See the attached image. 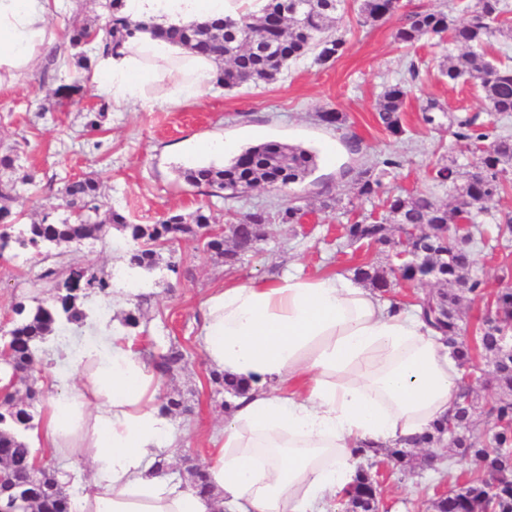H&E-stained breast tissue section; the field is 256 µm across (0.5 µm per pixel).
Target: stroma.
Returning <instances> with one entry per match:
<instances>
[{"mask_svg":"<svg viewBox=\"0 0 512 512\" xmlns=\"http://www.w3.org/2000/svg\"><path fill=\"white\" fill-rule=\"evenodd\" d=\"M398 25V18L392 17L359 26L355 5H348L340 23L346 49L332 64L319 66L306 57L290 64L274 83L231 91L213 84L204 95L178 107L159 104L150 91L127 111L108 112L95 131L86 128V113L107 102L103 91L84 85L77 105L59 103L56 95L57 87L79 71L71 54H62L53 79H44L38 63L14 86L0 89V154L17 156L14 168L0 169V181L15 182L26 174L36 177L35 185L25 191L21 223L40 220L56 204L54 190L82 175L97 177L103 202L122 211L130 223L144 226L158 223L168 213L187 214L200 207L211 213L220 230L255 209L274 214L295 202L307 212L299 224L271 221L258 251L233 264L198 238L180 236L159 249L156 269L144 276V293L129 300L128 310L140 312L139 325L125 330L135 349L147 357L174 349L185 357L184 369L164 385L179 393L187 407L186 412L169 416L184 442L174 466L204 467L212 450L211 435L224 423L227 394L212 381L213 369L199 344L200 307L211 290L229 278L247 280L297 270L349 278L360 263L388 265L382 248L346 245L341 226L347 217L323 208L325 196L347 197L350 172L381 168L391 158L397 166L386 180L388 188L427 193L448 204L451 193L430 178L433 164L440 159L474 161L471 146L456 141L447 126L425 124L420 107L434 99L449 116H472L484 109L480 92L442 75L447 46L427 40L403 46L394 38ZM413 63L419 69L415 78L408 72ZM401 80L409 94L404 107L407 134L399 141L377 124L375 112L385 86ZM328 109L346 115L343 129L319 121L318 112ZM214 138L239 148L271 140L299 145L316 153L317 166L304 183L282 191L258 187L238 198L211 196L188 185L182 173L200 164L224 165L223 156L202 149ZM129 247V241L116 233L64 253L55 263L101 268L116 282L128 268ZM472 252L488 293L512 285V239L500 241L491 233ZM172 262L178 264L179 274L168 271ZM40 271L31 249L0 258V322L11 320L15 303L32 295L31 282ZM438 454L433 469L389 466L382 485L386 512H433L432 502L448 485L449 474L467 475L475 469L472 461L460 457L446 464L447 449Z\"/></svg>","mask_w":512,"mask_h":512,"instance_id":"stroma-1","label":"stroma"}]
</instances>
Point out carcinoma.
Masks as SVG:
<instances>
[{"instance_id":"cac0c4a2","label":"carcinoma","mask_w":512,"mask_h":512,"mask_svg":"<svg viewBox=\"0 0 512 512\" xmlns=\"http://www.w3.org/2000/svg\"><path fill=\"white\" fill-rule=\"evenodd\" d=\"M346 0H267L261 13L226 16L211 22L186 27L160 29V33L181 44L192 53L221 59L217 83L231 90L249 84H270L277 81L290 63L309 54L314 63L325 66L340 57L346 46L344 35L333 32L342 20ZM357 23L373 25L400 9L399 0H356ZM122 0H107V16L102 27L104 51L116 50L135 37L143 23L131 21L122 12ZM461 11L467 15L462 25L455 24L443 10L417 7L409 11L395 33V40L405 46H414L422 38L448 41V63L442 74L448 81L472 79L477 84L487 112L504 115L512 113V65L499 59H490L483 47L499 39L512 40V20L504 0H462ZM95 28L75 23L68 30L69 49L81 68L91 69V57L84 51ZM408 88L402 82L388 86L377 104V120L392 137L406 135L402 121L403 106ZM447 116L444 107L428 100L422 107V118L435 124ZM476 118L455 117L448 129L458 139L482 142L488 134L475 128ZM480 172L462 170L457 161L437 163L432 167L431 179L447 186L457 198L453 208L440 204L432 195L402 193L383 189V179L397 161H383L378 172L364 169L352 178V196L348 205L378 201L381 214L359 213L354 220L342 225L341 237L349 244L379 241L392 249L399 244L409 252L418 251L427 260V266L407 265L395 269L363 264L355 268V276L372 288L386 293L389 276L404 281L431 285L424 297L417 300L425 319L446 337L453 356L463 367L481 354L492 365L491 383L498 393L488 439L475 436L478 424L475 418V398L471 386L460 393L461 402L456 419L460 426L456 434H447L448 423L434 426V433L421 437L419 447L448 441V448L462 458H471L479 466V474L464 480L455 479L448 496L439 499L435 512H512V353L501 348L500 332L512 322V289L503 288L490 297L497 321L482 323L478 343L469 344L463 335L459 308L471 297H484L483 280L474 273L471 258L473 236L450 240L444 228L459 219L472 224L474 232L481 233L485 223L483 203L508 193L512 189V136H501L491 142L488 150L476 159ZM316 166V155L299 146L279 141H267L244 148L222 167L199 165L183 173L184 180L197 188L204 187L214 195L236 198L260 185L286 188L304 182ZM21 194L16 184L0 185V218H5L0 241L19 249L32 248L47 260L55 256L60 244L78 247L86 240L112 236V231L130 239L129 264L146 273L156 266L155 246L173 240L179 233H199L210 224L211 215L203 208L190 214L170 213L158 223L143 227L129 223L118 210L104 208L100 182L84 175L65 182L58 192L62 211L55 220L43 218L26 226L18 237H13L11 223L18 218L13 204ZM271 220L270 213L257 210L233 225L234 237L243 243L258 239L259 225ZM38 279L51 289V296L32 297L33 305L19 302L14 308L9 336L4 342L7 357L3 360V374L14 381L19 375L33 376L44 366L36 359L43 336L62 330H78L86 325L89 313L86 304L93 298L108 299L111 283L108 277L93 266H70L57 271L48 268ZM184 355L171 351L154 361L162 377H175L184 368ZM40 391L26 386L27 406L6 396L0 406V496L8 506L15 507L12 489L19 477L26 474L36 462L27 441L26 432L34 428V414L29 409L39 401ZM161 409L169 414L184 411L183 400L173 392L160 396ZM386 456L399 468L411 469L416 458L404 449H392ZM374 476L369 469H360L354 483L346 490V502L353 503L359 512H369ZM71 480L59 478V468L52 461L42 463L38 487L28 512H69Z\"/></svg>"}]
</instances>
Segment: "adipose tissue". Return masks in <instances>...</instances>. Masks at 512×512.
Segmentation results:
<instances>
[{"instance_id":"ef3b65f1","label":"adipose tissue","mask_w":512,"mask_h":512,"mask_svg":"<svg viewBox=\"0 0 512 512\" xmlns=\"http://www.w3.org/2000/svg\"><path fill=\"white\" fill-rule=\"evenodd\" d=\"M59 0H0V82L27 73L57 40ZM263 0H124L134 21L182 26L258 11ZM90 82L125 109L154 86L178 106L208 86L214 58L152 31L120 55H94ZM210 366L242 380L208 458L221 501L183 487L155 461L182 440L157 405L162 379L121 326L97 325L78 362L51 378L44 447L76 448L91 474L70 512H329L375 448H402L447 418L465 371L418 308L342 276L282 274L231 281L202 304Z\"/></svg>"}]
</instances>
